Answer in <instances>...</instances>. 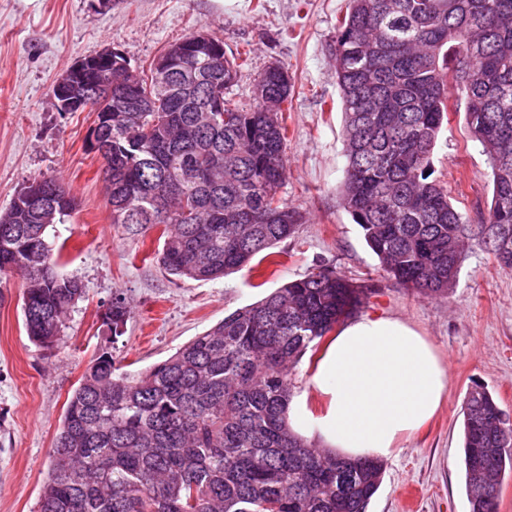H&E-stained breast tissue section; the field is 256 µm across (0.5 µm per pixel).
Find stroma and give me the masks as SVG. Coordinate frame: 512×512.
I'll list each match as a JSON object with an SVG mask.
<instances>
[{
	"label": "stroma",
	"instance_id": "1",
	"mask_svg": "<svg viewBox=\"0 0 512 512\" xmlns=\"http://www.w3.org/2000/svg\"><path fill=\"white\" fill-rule=\"evenodd\" d=\"M346 8L347 0H0V208L30 179L59 180L79 207L56 226L54 241L64 271L86 288L59 345L46 350L26 335L21 277L0 278V512H38L67 400L100 353L110 352L122 371L144 370L234 309L321 265L365 285L363 313L400 318L426 336L448 376L438 413L387 459L367 512H469L461 407L478 383L512 418V270L473 242L454 293L421 295L379 269L339 206L345 159L331 46ZM200 30L222 39L226 51L249 52L229 89L241 103L252 104L255 80L269 65L293 77L282 196L303 222L278 244V264L262 262L255 278L244 271L217 281L168 275L156 259L161 227L132 234L112 221L103 160L88 146L95 113L57 111L48 97L53 81L86 56L116 48L142 67ZM432 162L455 205L479 226L492 194L490 168L464 112L449 113ZM116 293L132 308L118 337L101 318Z\"/></svg>",
	"mask_w": 512,
	"mask_h": 512
}]
</instances>
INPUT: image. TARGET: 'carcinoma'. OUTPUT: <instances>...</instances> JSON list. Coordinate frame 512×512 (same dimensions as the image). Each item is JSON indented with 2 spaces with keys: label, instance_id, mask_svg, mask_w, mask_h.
<instances>
[{
  "label": "carcinoma",
  "instance_id": "1",
  "mask_svg": "<svg viewBox=\"0 0 512 512\" xmlns=\"http://www.w3.org/2000/svg\"><path fill=\"white\" fill-rule=\"evenodd\" d=\"M198 51L128 69L122 55L86 73L85 105L112 107L97 128L112 223L163 225L157 261L170 275L217 280L293 237L300 215L280 196L287 175L288 69L267 67L243 106L227 90L247 64L205 32ZM343 114L341 207L380 268L425 295L456 287L467 213L434 177L448 113L465 121L493 183L480 243L512 268V0H349L333 45ZM194 73L187 81L183 73ZM220 92L224 113L206 105ZM53 178L27 181L0 210V276L23 274L29 339L58 345L84 293L58 268L50 231L76 211ZM42 193L32 206L27 193ZM365 288L319 267L240 307L167 359L123 372L97 356L68 398L39 512H366L385 464L319 450L288 423L289 374L311 344L363 304ZM131 318L116 294L112 334ZM470 512H497L512 473V426L482 385L461 408Z\"/></svg>",
  "mask_w": 512,
  "mask_h": 512
}]
</instances>
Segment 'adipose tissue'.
I'll return each instance as SVG.
<instances>
[{
  "mask_svg": "<svg viewBox=\"0 0 512 512\" xmlns=\"http://www.w3.org/2000/svg\"><path fill=\"white\" fill-rule=\"evenodd\" d=\"M326 405L294 407V429L320 432L345 457L394 454L437 413L448 377L432 345L404 321L365 315L331 337L309 378Z\"/></svg>",
  "mask_w": 512,
  "mask_h": 512,
  "instance_id": "obj_1",
  "label": "adipose tissue"
}]
</instances>
